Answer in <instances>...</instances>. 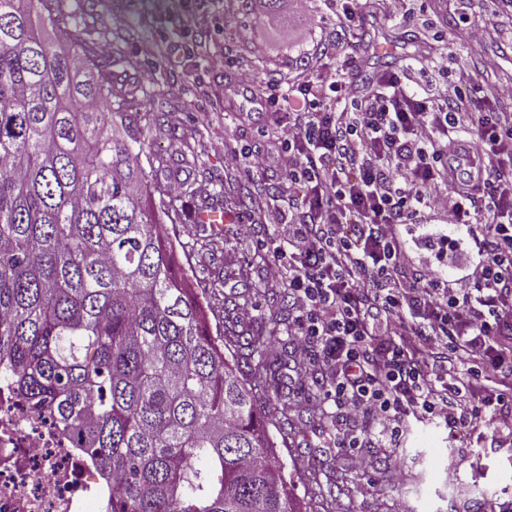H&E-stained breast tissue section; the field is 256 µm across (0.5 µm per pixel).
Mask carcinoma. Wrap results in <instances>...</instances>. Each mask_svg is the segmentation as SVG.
I'll use <instances>...</instances> for the list:
<instances>
[{
	"mask_svg": "<svg viewBox=\"0 0 512 512\" xmlns=\"http://www.w3.org/2000/svg\"><path fill=\"white\" fill-rule=\"evenodd\" d=\"M63 5L0 0V384L112 476L107 512H300L177 270L134 91Z\"/></svg>",
	"mask_w": 512,
	"mask_h": 512,
	"instance_id": "carcinoma-1",
	"label": "carcinoma"
}]
</instances>
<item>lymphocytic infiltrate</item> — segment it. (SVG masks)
Masks as SVG:
<instances>
[{"label": "lymphocytic infiltrate", "instance_id": "obj_1", "mask_svg": "<svg viewBox=\"0 0 512 512\" xmlns=\"http://www.w3.org/2000/svg\"><path fill=\"white\" fill-rule=\"evenodd\" d=\"M338 2L318 56L262 92L285 112L278 195L251 209L275 227L264 278L288 292L297 356L331 370L317 385L334 447L356 444L351 421L388 445L413 421L512 436V86L491 83L488 58L431 89L403 65L360 88L330 65L353 66L362 8ZM466 222L477 251L445 235L410 254L408 225Z\"/></svg>", "mask_w": 512, "mask_h": 512}]
</instances>
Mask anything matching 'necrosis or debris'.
<instances>
[{"label": "necrosis or debris", "mask_w": 512, "mask_h": 512, "mask_svg": "<svg viewBox=\"0 0 512 512\" xmlns=\"http://www.w3.org/2000/svg\"><path fill=\"white\" fill-rule=\"evenodd\" d=\"M110 491L52 416L0 392V512H101Z\"/></svg>", "instance_id": "1"}]
</instances>
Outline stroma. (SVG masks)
Returning <instances> with one entry per match:
<instances>
[{
    "mask_svg": "<svg viewBox=\"0 0 512 512\" xmlns=\"http://www.w3.org/2000/svg\"><path fill=\"white\" fill-rule=\"evenodd\" d=\"M192 5L201 15L200 25L181 32L178 14ZM378 0H367L359 32L362 47L357 64L345 78L369 84L383 69L396 67L398 59L417 54L421 42L444 40L448 70L460 64L477 65L492 57L498 62L493 81L512 82V30L479 43L464 41L458 31L460 11L480 17V0H406L399 19L373 24ZM75 13L79 39L108 46L102 59L111 71L138 89L137 111L160 112L164 126L142 124L141 162L150 166L152 185L168 189L178 184L175 202L180 221L167 230L184 246L186 273L203 286L201 297L210 309V330L224 337V353L234 358L230 339L234 330L254 335L288 337L287 326H271L270 314L287 304L284 288L263 280L270 257L264 241L274 236L268 224H253L249 212L237 209L231 223L215 228L198 224L201 193L234 188L246 194L256 185L275 192L280 181L276 162L280 148L272 138L277 113L261 99L243 91L241 67H251L267 81L295 76L321 39L336 27V0H68ZM321 18L319 29L307 26L308 14ZM126 19L125 27L112 26L113 17ZM293 30L283 41L273 33L274 24ZM176 41L186 52L179 61L145 52L147 42ZM205 43L224 52V67L208 68L196 51ZM246 108L251 119L238 123L235 114ZM229 148H249L269 154L272 161L258 182L243 170L226 167L218 142ZM245 296L249 315L224 317L225 300ZM262 362L253 358L249 382L256 385V406L275 411L270 428L280 464L294 485L297 500L306 512H512V440L493 441L478 431L452 435L429 422H416L402 435L396 448L365 446L373 468L360 474L351 466V450L329 447L325 438L329 408L314 389L305 388L312 367L287 351L285 363L270 380L260 379ZM384 494H377L376 486Z\"/></svg>",
    "mask_w": 512,
    "mask_h": 512,
    "instance_id": "35a3bbf8",
    "label": "stroma"
}]
</instances>
